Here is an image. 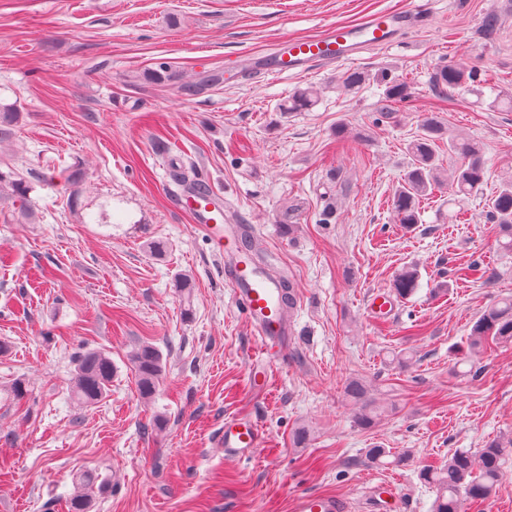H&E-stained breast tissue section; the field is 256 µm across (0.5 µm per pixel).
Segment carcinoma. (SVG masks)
Here are the masks:
<instances>
[{
  "label": "carcinoma",
  "mask_w": 512,
  "mask_h": 512,
  "mask_svg": "<svg viewBox=\"0 0 512 512\" xmlns=\"http://www.w3.org/2000/svg\"><path fill=\"white\" fill-rule=\"evenodd\" d=\"M477 80V70L455 61L439 68L433 76V84L440 90H458L471 86ZM408 97V85L404 81L386 83L384 98L388 102L402 101ZM319 101V91L314 86L297 89L281 105L283 112H308ZM19 118L13 107L0 106V139L8 136L9 126ZM448 138V154L459 158L460 163L444 177L436 164V141ZM407 151L412 157L410 169L391 199L397 223L407 229L419 223V202L429 189L448 184L456 197H469L482 190L487 177L486 162L481 146L455 133H449L431 116L423 120L422 133L411 140ZM486 219L499 227L501 248L512 252V176L505 177L490 199ZM419 287V274L415 267L402 268L393 278L391 290L402 302L413 296ZM174 288L182 298L184 315L192 314L191 298L193 280L185 273L174 282ZM503 346L512 344V298L501 297L491 301L472 323L467 352L464 359L471 361L480 356L489 343ZM134 373L140 397L144 400L155 396L162 379L161 354L149 342L139 344L128 358ZM116 371L112 358L104 349H85L75 357L70 379L71 398L84 409L103 400L112 387ZM345 394L361 404L357 415L358 425L370 428L387 406L368 395L359 379H351L345 386ZM512 450V435L493 438L476 452L459 448L448 455L445 464L425 465L418 470L419 480L435 491L431 512H461L463 501L486 502L497 493L502 477V461ZM366 457L375 464L385 462L401 466L410 462L411 451L393 452L376 446L366 450ZM74 489L67 502L68 512H92L96 495L112 490L108 478L96 471H83L73 479Z\"/></svg>",
  "instance_id": "cac0c4a2"
}]
</instances>
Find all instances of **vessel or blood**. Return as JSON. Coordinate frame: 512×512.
Returning <instances> with one entry per match:
<instances>
[{"mask_svg":"<svg viewBox=\"0 0 512 512\" xmlns=\"http://www.w3.org/2000/svg\"><path fill=\"white\" fill-rule=\"evenodd\" d=\"M417 20L414 13H375L357 25L331 27L317 39L289 40L272 58L268 72L278 76L304 67L355 61L367 48L389 44L395 32L412 27ZM188 204L219 251L228 256L224 274L236 307L250 321L267 352H275L287 333L278 282L259 270L252 255L240 245L238 229L220 224L207 189L190 193ZM215 443L225 454L244 460L254 454L262 440L254 424L228 420ZM294 512H348V505L333 495L303 493L294 500Z\"/></svg>","mask_w":512,"mask_h":512,"instance_id":"vessel-or-blood-1","label":"vessel or blood"}]
</instances>
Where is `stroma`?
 <instances>
[{
    "label": "stroma",
    "mask_w": 512,
    "mask_h": 512,
    "mask_svg": "<svg viewBox=\"0 0 512 512\" xmlns=\"http://www.w3.org/2000/svg\"><path fill=\"white\" fill-rule=\"evenodd\" d=\"M422 4L426 23L355 62L262 74L276 44ZM489 11L501 26L486 39ZM451 60L478 65L481 89L439 95L432 76ZM163 62L178 81L155 78ZM347 70L366 83L343 88L336 76ZM204 73L220 83L181 93ZM393 79L410 97L390 105ZM309 84L317 106L280 111ZM500 92L512 94L507 0H0V105L19 112L0 140V173L26 186L35 215L22 220L0 189V341L10 346L0 356V512H66L81 470L114 480L94 512H293L303 492L371 512L380 483L396 491L398 512H431L418 468L512 433V346L488 349L475 369L461 359L472 321L512 295V253L483 215L512 173V110L494 107ZM430 113L483 146L488 180L461 202L433 190L408 230L391 198ZM175 164L195 168L243 241L291 281L280 355L262 349L223 256L180 208ZM74 170L75 197L65 188ZM329 201L336 221L323 224ZM150 240L166 242L165 257L150 255ZM473 262L495 279L457 277ZM407 265L419 271L417 292L372 318L370 302ZM179 273L195 284L189 317L173 288ZM145 339L164 367L149 402L128 364ZM82 347L107 350L117 368L109 397L88 409L69 388ZM403 351L413 360L400 368L392 357ZM257 369L266 385L253 383ZM353 377L393 406L372 428L355 422ZM18 378L30 387L19 402ZM229 417L261 431L254 458L216 447ZM302 426L310 438L299 445ZM377 445L412 450L413 461L373 465L366 451Z\"/></svg>",
    "instance_id": "1"
}]
</instances>
